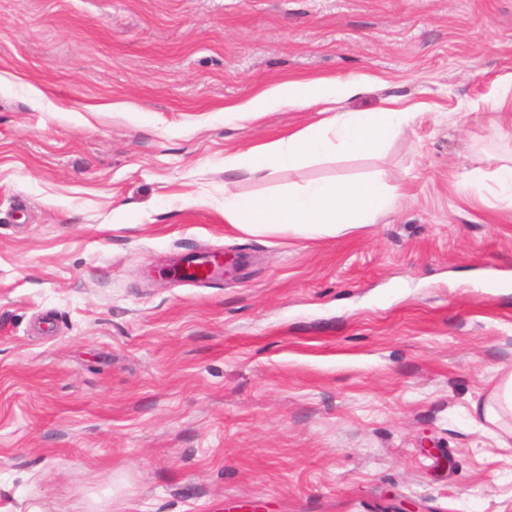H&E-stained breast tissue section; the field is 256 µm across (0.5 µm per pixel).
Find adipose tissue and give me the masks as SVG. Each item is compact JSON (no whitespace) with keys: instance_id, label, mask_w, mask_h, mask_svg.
Wrapping results in <instances>:
<instances>
[{"instance_id":"adipose-tissue-1","label":"adipose tissue","mask_w":512,"mask_h":512,"mask_svg":"<svg viewBox=\"0 0 512 512\" xmlns=\"http://www.w3.org/2000/svg\"><path fill=\"white\" fill-rule=\"evenodd\" d=\"M364 84L361 77L290 79L258 90L248 101L229 105L227 111L256 118L281 107L336 104L357 95ZM412 118L410 110L391 105L376 112H335L288 136L226 154L224 170L263 182L274 171L333 153L376 154L408 127ZM464 181L512 205V164L503 163L490 171L471 169ZM394 196V188L376 177L311 182L264 197L239 193L228 183L224 186V218L249 233L275 230L306 237L335 236L374 223Z\"/></svg>"}]
</instances>
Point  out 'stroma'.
Returning a JSON list of instances; mask_svg holds the SVG:
<instances>
[{
  "label": "stroma",
  "mask_w": 512,
  "mask_h": 512,
  "mask_svg": "<svg viewBox=\"0 0 512 512\" xmlns=\"http://www.w3.org/2000/svg\"><path fill=\"white\" fill-rule=\"evenodd\" d=\"M414 108L338 236L224 218V156L313 110L224 114L289 78ZM512 0H0V512H512L479 406L512 372ZM220 250L239 273L166 265ZM464 182L478 192H493L512 207V164L502 163L491 171L473 168L464 174Z\"/></svg>",
  "instance_id": "1"
}]
</instances>
